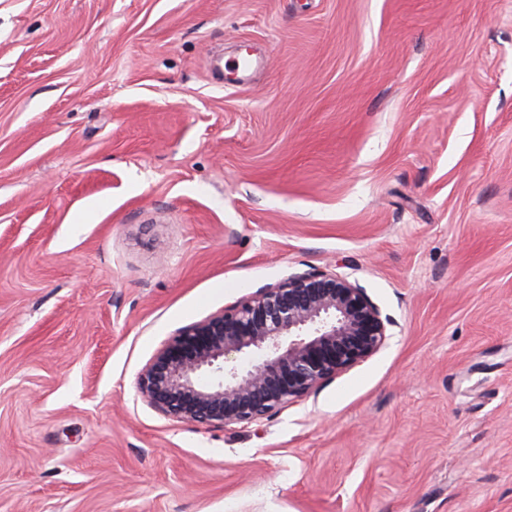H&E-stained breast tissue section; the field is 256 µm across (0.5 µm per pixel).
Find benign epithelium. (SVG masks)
I'll use <instances>...</instances> for the list:
<instances>
[{
  "label": "benign epithelium",
  "instance_id": "obj_1",
  "mask_svg": "<svg viewBox=\"0 0 512 512\" xmlns=\"http://www.w3.org/2000/svg\"><path fill=\"white\" fill-rule=\"evenodd\" d=\"M387 340L363 288L335 273L292 275L180 330L144 368L138 389L180 422L247 425L306 399Z\"/></svg>",
  "mask_w": 512,
  "mask_h": 512
}]
</instances>
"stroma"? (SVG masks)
I'll return each instance as SVG.
<instances>
[{"label": "stroma", "mask_w": 512, "mask_h": 512, "mask_svg": "<svg viewBox=\"0 0 512 512\" xmlns=\"http://www.w3.org/2000/svg\"><path fill=\"white\" fill-rule=\"evenodd\" d=\"M313 270L384 348L245 426L142 398ZM0 512H512V0H0Z\"/></svg>", "instance_id": "35a3bbf8"}]
</instances>
